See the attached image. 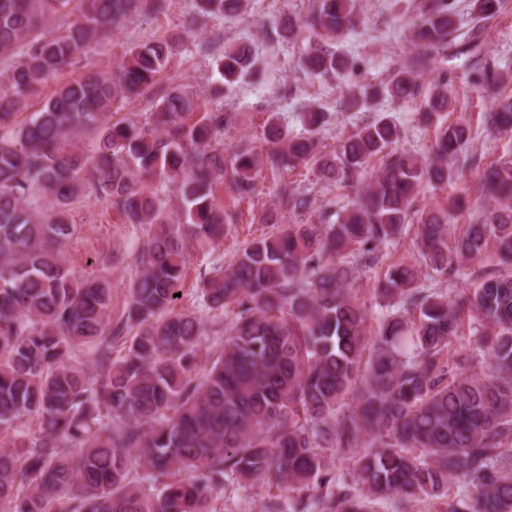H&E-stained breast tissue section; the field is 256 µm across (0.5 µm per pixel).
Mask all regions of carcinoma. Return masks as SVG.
Here are the masks:
<instances>
[{"instance_id": "1", "label": "carcinoma", "mask_w": 512, "mask_h": 512, "mask_svg": "<svg viewBox=\"0 0 512 512\" xmlns=\"http://www.w3.org/2000/svg\"><path fill=\"white\" fill-rule=\"evenodd\" d=\"M190 2L194 13L221 18L247 7ZM165 4L0 0V55L9 61V89L0 91V512H212L229 480L276 488L266 512H374L390 496L401 510L434 499L444 512H512V158L481 168L493 206L454 237L463 198L423 208L416 200L474 165L464 151L469 124L438 123L421 156L393 148L400 126L379 114L382 99H423L425 123L454 111L455 70L425 90L419 82L438 57L465 58L463 75L477 89L502 86L507 75L482 55L501 0H470L464 34L457 0H420L414 53L378 84L360 80L359 60L337 47L359 25L356 0H316L306 17L274 22L284 41L314 35L304 73L353 77L343 106L361 118L334 154L320 149L332 116L318 107L301 113L300 132L273 112L265 150L244 140L224 154L238 113L216 102L189 123L193 94L160 84L176 36L132 46L115 71L86 68L30 111L79 52ZM71 15L62 31L48 30ZM253 66L250 43L225 47L213 94ZM147 94L148 121L109 119L119 101ZM488 118L511 132L512 100L494 99ZM308 165L324 183L357 190L356 199L321 212L318 224H287L281 209L302 215L314 199L280 182L278 205L260 217L272 230L231 262L213 260L201 309H177L189 242L210 246L231 231L214 186L226 181L246 199L262 171ZM91 197L154 229L117 319L109 277L77 274L64 253L77 231L71 206ZM411 225L419 259L392 265L373 288L382 317L370 331L358 274ZM491 241L495 266H474ZM424 270L453 288L425 287ZM471 312L484 322L474 337L487 359L480 375L468 373L470 355L453 350ZM118 344L125 354L114 359ZM30 417L40 420L36 435L26 431ZM334 453L354 458L343 484Z\"/></svg>"}]
</instances>
